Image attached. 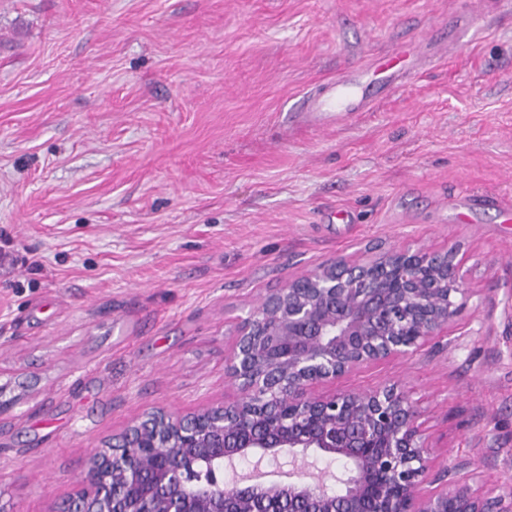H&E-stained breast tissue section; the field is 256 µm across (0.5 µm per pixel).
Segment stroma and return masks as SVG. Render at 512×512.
<instances>
[{
	"instance_id": "35a3bbf8",
	"label": "stroma",
	"mask_w": 512,
	"mask_h": 512,
	"mask_svg": "<svg viewBox=\"0 0 512 512\" xmlns=\"http://www.w3.org/2000/svg\"><path fill=\"white\" fill-rule=\"evenodd\" d=\"M0 0V512H61L143 411L239 392L241 319L322 264L456 249L448 330L336 391L411 394L512 488V12L478 0ZM434 57L332 126L315 85Z\"/></svg>"
}]
</instances>
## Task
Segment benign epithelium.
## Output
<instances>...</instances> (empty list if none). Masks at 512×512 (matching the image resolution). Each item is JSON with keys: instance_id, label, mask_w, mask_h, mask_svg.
I'll return each instance as SVG.
<instances>
[{"instance_id": "benign-epithelium-1", "label": "benign epithelium", "mask_w": 512, "mask_h": 512, "mask_svg": "<svg viewBox=\"0 0 512 512\" xmlns=\"http://www.w3.org/2000/svg\"><path fill=\"white\" fill-rule=\"evenodd\" d=\"M470 294L451 249L340 259L289 281L237 326L226 370L240 396L188 414L144 411L90 457L64 512H512V491L475 487L468 464L434 470L409 393L315 392L413 354ZM310 451L341 473L224 479L239 460Z\"/></svg>"}]
</instances>
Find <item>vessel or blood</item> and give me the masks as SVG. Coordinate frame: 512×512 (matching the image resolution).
Masks as SVG:
<instances>
[{
    "label": "vessel or blood",
    "mask_w": 512,
    "mask_h": 512,
    "mask_svg": "<svg viewBox=\"0 0 512 512\" xmlns=\"http://www.w3.org/2000/svg\"><path fill=\"white\" fill-rule=\"evenodd\" d=\"M426 58L423 43L403 41L395 50L377 56L371 63L348 67L336 79L315 86L303 97L300 110L314 124H335L346 116L365 111L376 97L401 84L408 65H420Z\"/></svg>",
    "instance_id": "obj_1"
}]
</instances>
